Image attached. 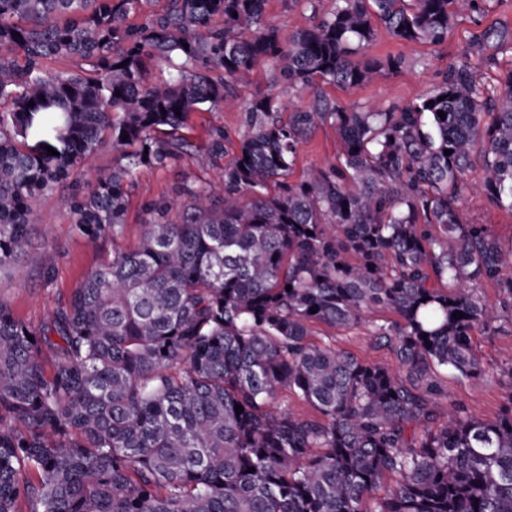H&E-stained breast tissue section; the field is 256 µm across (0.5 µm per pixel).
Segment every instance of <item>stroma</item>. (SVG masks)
Masks as SVG:
<instances>
[{
    "label": "stroma",
    "mask_w": 512,
    "mask_h": 512,
    "mask_svg": "<svg viewBox=\"0 0 512 512\" xmlns=\"http://www.w3.org/2000/svg\"><path fill=\"white\" fill-rule=\"evenodd\" d=\"M264 9L267 21L286 35L312 23L303 0H266ZM490 27L512 32V0H490L483 14L458 15L447 41L440 45L400 41L386 31H379L367 50L368 55L396 56L403 64L397 71L385 73L349 91L319 81L295 95L287 84L277 79L274 66L261 65L251 83L225 97L219 107L190 114L184 134L193 144V151L167 166L140 170L130 197L124 232L118 241L106 238L92 244L73 232L69 220V190L62 189L41 199L31 247L8 271L0 274V301L7 304L23 323L34 329L40 328L48 322L56 307L79 287L83 275L111 257L113 247L128 248L138 243L146 205L166 202L173 211H180L182 201L176 197L174 189L188 175L218 183L224 162L210 160L202 147L215 128L229 132L235 139L242 135L241 113L247 99L258 94H283L293 96L296 105L306 107L315 96L321 95L347 108L357 105L369 108H385L392 104L403 106L427 95L439 82L442 72L464 57L481 69L487 82L494 83L512 71V55H497L495 65L489 66L485 63L484 53L473 51L475 37ZM335 154L334 128L327 124L318 126L299 148L293 178H300L308 167L333 162ZM464 217L470 222L489 225L502 242H512V214L489 208L482 195L466 193ZM367 318V323L350 332L318 326L317 337L359 359L393 363V355L376 347L370 334L369 323L375 320V313H368ZM473 343L484 365L493 370L494 375L474 385L453 374H443L447 395L439 400L441 416L461 408L472 416L491 420L512 394V382L500 374L501 368L512 360V327L491 335L475 332Z\"/></svg>",
    "instance_id": "stroma-1"
}]
</instances>
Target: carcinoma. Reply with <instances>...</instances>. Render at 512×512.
Returning a JSON list of instances; mask_svg holds the SVG:
<instances>
[{
    "instance_id": "cac0c4a2",
    "label": "carcinoma",
    "mask_w": 512,
    "mask_h": 512,
    "mask_svg": "<svg viewBox=\"0 0 512 512\" xmlns=\"http://www.w3.org/2000/svg\"><path fill=\"white\" fill-rule=\"evenodd\" d=\"M264 2L0 0V271L67 184L74 233L117 242L140 169L183 157L189 114L259 61L299 91L355 88L401 68L365 55L379 28L440 45L484 0H304L316 23L286 40ZM241 120L222 193L190 175L177 218L146 206L139 242L38 331L0 302V512H512V393L493 420L438 405L439 369L484 381L472 336L512 318V245L463 215L469 191L512 214V71L491 85L464 59L384 109L256 95ZM325 123L335 161L288 180ZM230 144L214 130L209 157ZM104 146L112 168L78 186ZM372 311L397 316L372 324L394 367L312 339ZM283 392L313 414L277 408Z\"/></svg>"
}]
</instances>
